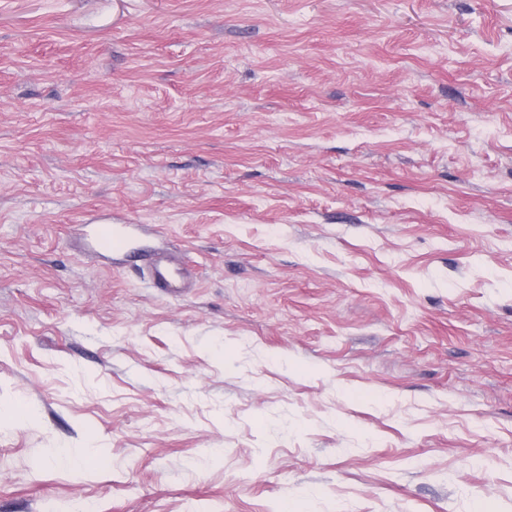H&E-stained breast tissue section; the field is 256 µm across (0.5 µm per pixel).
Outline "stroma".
<instances>
[{"label": "stroma", "mask_w": 512, "mask_h": 512, "mask_svg": "<svg viewBox=\"0 0 512 512\" xmlns=\"http://www.w3.org/2000/svg\"><path fill=\"white\" fill-rule=\"evenodd\" d=\"M19 404L0 512H512V0H0ZM132 224H112V220H104L95 224L94 235L101 248L110 254H125L128 251V235L125 231ZM166 266H173L179 275L178 280H171L174 273L166 269ZM151 284L155 288H166L168 290H177L179 288H188L190 277L181 268L175 266L173 261L164 254H158L150 266Z\"/></svg>", "instance_id": "obj_1"}]
</instances>
